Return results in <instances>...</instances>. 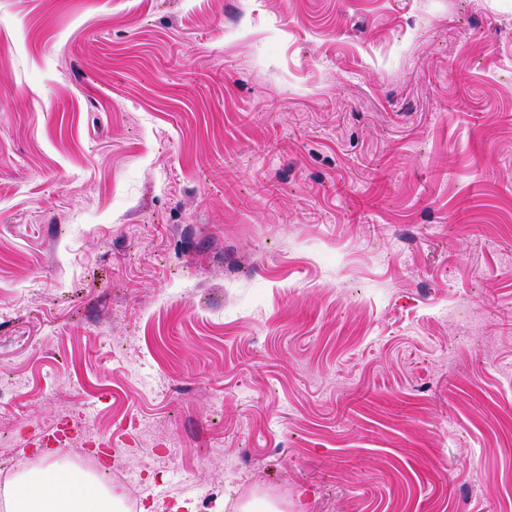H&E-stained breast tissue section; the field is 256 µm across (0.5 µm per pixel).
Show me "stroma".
I'll return each instance as SVG.
<instances>
[{"instance_id": "obj_1", "label": "stroma", "mask_w": 512, "mask_h": 512, "mask_svg": "<svg viewBox=\"0 0 512 512\" xmlns=\"http://www.w3.org/2000/svg\"><path fill=\"white\" fill-rule=\"evenodd\" d=\"M0 486L512 512V0H0Z\"/></svg>"}]
</instances>
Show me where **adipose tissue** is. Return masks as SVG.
<instances>
[{"label": "adipose tissue", "mask_w": 512, "mask_h": 512, "mask_svg": "<svg viewBox=\"0 0 512 512\" xmlns=\"http://www.w3.org/2000/svg\"><path fill=\"white\" fill-rule=\"evenodd\" d=\"M6 512H115L117 502L95 475L78 470L68 457L19 473L0 491Z\"/></svg>", "instance_id": "ef3b65f1"}]
</instances>
